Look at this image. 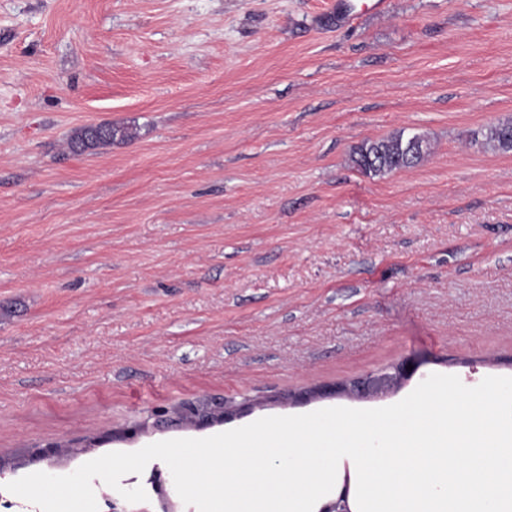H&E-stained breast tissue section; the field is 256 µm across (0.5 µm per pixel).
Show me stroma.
I'll return each mask as SVG.
<instances>
[{"instance_id": "stroma-1", "label": "stroma", "mask_w": 512, "mask_h": 512, "mask_svg": "<svg viewBox=\"0 0 512 512\" xmlns=\"http://www.w3.org/2000/svg\"><path fill=\"white\" fill-rule=\"evenodd\" d=\"M333 2L0 0V512L33 472L512 377V152L472 143L512 118V0ZM104 122L137 135L70 152ZM401 130L421 163L354 166ZM121 485L197 512L162 461ZM407 366H409L408 363L401 362L395 366L367 374L352 381L349 385L336 386L329 391L319 388L314 393L324 396L343 391L360 398L375 397L398 389L410 376L411 370H407Z\"/></svg>"}]
</instances>
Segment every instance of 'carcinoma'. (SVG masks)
Returning <instances> with one entry per match:
<instances>
[{"label":"carcinoma","mask_w":512,"mask_h":512,"mask_svg":"<svg viewBox=\"0 0 512 512\" xmlns=\"http://www.w3.org/2000/svg\"><path fill=\"white\" fill-rule=\"evenodd\" d=\"M512 121L505 120L489 125L479 145L494 151H512ZM136 137L131 126L104 123L87 125L77 130L69 140V149L74 154H84L97 148L110 146L117 141H128ZM430 152L428 140L417 133L396 132L388 137L365 141L353 152V162L366 174L385 175L411 168L419 164Z\"/></svg>","instance_id":"cac0c4a2"}]
</instances>
